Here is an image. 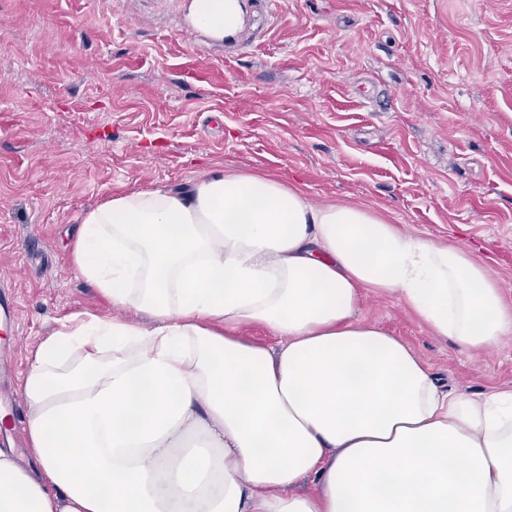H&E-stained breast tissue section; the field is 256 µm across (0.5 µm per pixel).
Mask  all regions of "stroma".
I'll return each instance as SVG.
<instances>
[{"instance_id":"1","label":"stroma","mask_w":512,"mask_h":512,"mask_svg":"<svg viewBox=\"0 0 512 512\" xmlns=\"http://www.w3.org/2000/svg\"><path fill=\"white\" fill-rule=\"evenodd\" d=\"M190 0H0V352L25 373L67 316L112 317L72 244L112 195L221 168L478 247L512 303V0H245L232 44ZM367 321L448 390H512V337L465 350L393 297Z\"/></svg>"}]
</instances>
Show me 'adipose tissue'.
Listing matches in <instances>:
<instances>
[{"instance_id": "ef3b65f1", "label": "adipose tissue", "mask_w": 512, "mask_h": 512, "mask_svg": "<svg viewBox=\"0 0 512 512\" xmlns=\"http://www.w3.org/2000/svg\"><path fill=\"white\" fill-rule=\"evenodd\" d=\"M213 40L237 0H191ZM78 276L148 325L72 315L22 385L33 467L0 450V512H512V391H443L359 314L393 296L468 350L512 334L489 268L364 204L205 172L85 215ZM260 324L266 347L238 338Z\"/></svg>"}]
</instances>
